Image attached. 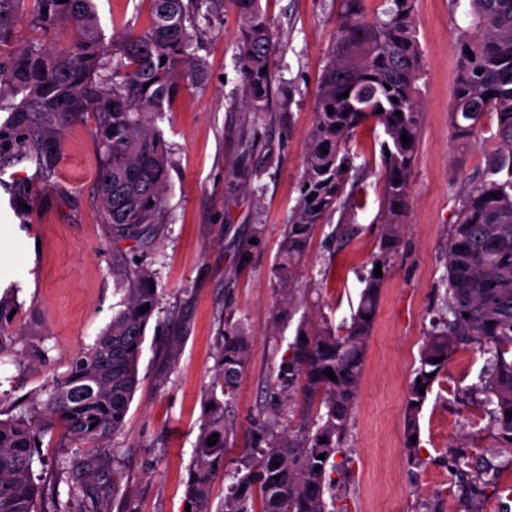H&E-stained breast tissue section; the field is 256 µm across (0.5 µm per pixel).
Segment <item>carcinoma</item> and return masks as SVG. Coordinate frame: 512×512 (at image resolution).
Returning a JSON list of instances; mask_svg holds the SVG:
<instances>
[{"instance_id":"cac0c4a2","label":"carcinoma","mask_w":512,"mask_h":512,"mask_svg":"<svg viewBox=\"0 0 512 512\" xmlns=\"http://www.w3.org/2000/svg\"><path fill=\"white\" fill-rule=\"evenodd\" d=\"M24 2L0 0V44L12 37ZM149 2L144 29L118 30L107 42L94 0H32V26L50 30L64 20L75 31V41L58 54L30 45L0 59V112L9 113L0 127V156L23 149L24 159L47 169L59 143L43 132V124L52 121L61 128L80 112L96 114L95 137L104 151L98 172L102 219L112 229L114 249L123 241L146 248L163 228L169 154L163 135L146 128V113L165 111L184 80L205 78L202 64L191 61L197 36L189 28L207 0ZM386 2L381 18L369 14L366 0H341L336 41L318 85L300 195L273 269L277 286L288 292V305L273 310V322L296 313V273L314 231L338 209L355 207V155L348 142L368 121L384 134L379 251L363 278L350 322H327L315 331L299 322L270 385L272 417L251 420L247 454L233 467L225 460L237 436L230 410L248 362L249 340L232 325L224 328L216 386L205 400L188 470L190 512H212L210 489L221 470L231 479L224 512H336L328 508L325 488L334 484L329 472L337 470L335 457L345 447L380 290L401 246L422 127L414 0ZM466 2L469 26L458 38L449 128L453 141L466 151L484 140L485 118L494 115L491 139L499 153L455 199L456 220L449 225L440 279L442 307L407 396L405 452L414 465L421 463L419 443L411 442L420 435L419 414L462 346L485 356L474 388L484 395L481 406L502 447L512 448V0ZM224 4L240 20L235 60L245 103L259 120L273 83L271 22L261 0ZM404 133L410 138L406 145ZM378 264L380 277L374 273ZM153 279L147 267L129 269L124 309L72 359L44 401L0 418V512H36L40 488L33 464L42 432L58 425L69 437L89 441L124 426L140 383L146 329L157 306ZM142 307L146 312H140ZM328 369L337 380L327 377ZM296 395L304 404L297 418L290 416ZM216 433L217 443L208 445Z\"/></svg>"}]
</instances>
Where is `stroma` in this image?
Instances as JSON below:
<instances>
[{"label": "stroma", "mask_w": 512, "mask_h": 512, "mask_svg": "<svg viewBox=\"0 0 512 512\" xmlns=\"http://www.w3.org/2000/svg\"><path fill=\"white\" fill-rule=\"evenodd\" d=\"M272 23L275 82L270 108L251 123L235 62L238 18L221 0H206L195 20L206 80L180 89L151 127L169 146L164 233L145 251H125L154 272L157 307L139 361L140 384L123 428L100 441H77L62 429L46 433L45 464L95 461L88 484L99 487L98 512H186L185 485L202 423L203 400L215 384L225 318L250 340L249 364L230 415L238 437L227 451L238 461L244 433L265 409V392L292 341L294 324H272L282 293L271 274L284 226L299 196L317 86L337 35L339 0H262ZM104 35L149 21L148 0H97ZM422 53L419 82L423 128L410 183L400 252L379 296L367 343L344 468L329 493L349 512H512V450L501 447L467 390L484 359L464 348L435 382L420 414L421 465L404 451L407 391L439 303L448 226L455 197L496 150L488 140L459 156L448 110L466 22L456 0H416ZM72 32H44L18 23L0 57L37 43L69 45ZM289 107H281L282 98ZM96 115L82 112L60 129L55 166L25 159L0 164V217L15 238L21 264L0 273V298L14 314L0 328L9 352L0 357V390L29 407L91 345L123 307L126 285L112 254V231L101 219L97 172L103 150ZM362 168V209L335 214L316 229L297 279V317L310 325L349 318L361 276L378 251L382 178L379 133L372 125L352 140ZM358 228L348 241L335 225ZM264 234L253 239L254 225ZM38 348L46 357L35 356ZM484 448L483 483L461 485L459 455Z\"/></svg>", "instance_id": "obj_1"}]
</instances>
